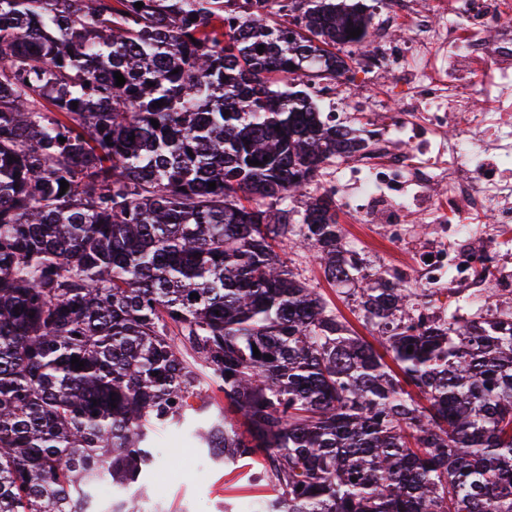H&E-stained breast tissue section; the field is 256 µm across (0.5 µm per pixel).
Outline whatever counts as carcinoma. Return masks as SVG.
Here are the masks:
<instances>
[{
	"mask_svg": "<svg viewBox=\"0 0 512 512\" xmlns=\"http://www.w3.org/2000/svg\"><path fill=\"white\" fill-rule=\"evenodd\" d=\"M370 21L361 0H0V512H92L104 481L143 512L159 428L263 456L258 512H512V318L369 281L329 191L299 235L330 284L366 283L383 351L286 265L288 200L365 148L317 88L336 47L371 54Z\"/></svg>",
	"mask_w": 512,
	"mask_h": 512,
	"instance_id": "cac0c4a2",
	"label": "carcinoma"
}]
</instances>
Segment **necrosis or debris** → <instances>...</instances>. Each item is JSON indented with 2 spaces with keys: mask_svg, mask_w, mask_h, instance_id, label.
<instances>
[{
  "mask_svg": "<svg viewBox=\"0 0 512 512\" xmlns=\"http://www.w3.org/2000/svg\"><path fill=\"white\" fill-rule=\"evenodd\" d=\"M384 23L405 24L408 46L378 33L376 68L390 71L392 101L377 154L346 160L337 193L351 223H371L375 209L393 213L389 241L407 235L408 201L442 182L448 189L432 220L448 227L452 246L432 249L431 261L406 272L408 281L453 292L468 288L487 302L496 284L477 277L497 263L499 232L512 226V0H375ZM482 97L483 109L472 106ZM461 136L447 140L445 128ZM486 244L471 247L474 237Z\"/></svg>",
  "mask_w": 512,
  "mask_h": 512,
  "instance_id": "necrosis-or-debris-1",
  "label": "necrosis or debris"
}]
</instances>
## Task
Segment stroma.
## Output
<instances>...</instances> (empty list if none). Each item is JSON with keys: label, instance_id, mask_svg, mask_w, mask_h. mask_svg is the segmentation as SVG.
<instances>
[{"label": "stroma", "instance_id": "1", "mask_svg": "<svg viewBox=\"0 0 512 512\" xmlns=\"http://www.w3.org/2000/svg\"><path fill=\"white\" fill-rule=\"evenodd\" d=\"M391 82L390 73L384 71L363 82L342 87L339 97L323 102V110L355 128L365 127L370 121L382 124L387 108L384 95ZM441 191V186H434L430 198H419L413 203L409 237L401 249L390 250L386 214L381 210L375 213L370 224L349 223L344 212H337L344 244L358 251L368 273L386 276L412 269L420 252L442 242L445 227L432 223L430 217V199L439 196ZM288 265L300 278L306 279L359 336H368V329L348 304L342 288L326 281L314 262L311 246L302 237H295ZM154 446L161 457L145 478L144 512H224L228 506L233 512H246L252 502L268 493L267 488L251 481L253 466L210 457L187 432L158 431Z\"/></svg>", "mask_w": 512, "mask_h": 512}]
</instances>
